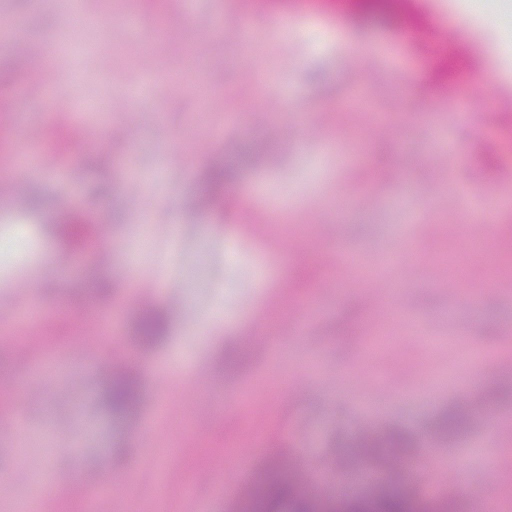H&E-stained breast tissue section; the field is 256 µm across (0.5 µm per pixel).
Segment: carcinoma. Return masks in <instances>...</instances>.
<instances>
[{
  "mask_svg": "<svg viewBox=\"0 0 512 512\" xmlns=\"http://www.w3.org/2000/svg\"><path fill=\"white\" fill-rule=\"evenodd\" d=\"M347 12L358 20L371 16L391 18L394 15L392 0H349ZM474 65V57L465 50L445 56L435 72V82L446 88L449 82ZM70 137L71 130L67 127L62 126L53 131V150L60 155L64 154ZM252 158L251 150L244 149L230 160L212 163L204 168L198 194L213 211L222 214L239 210L238 201L225 196V187ZM102 231V226L97 224L91 214L82 212L62 213L56 226L58 236L73 250L82 249L90 238L100 235ZM316 278V266L307 264L296 272L288 287L313 288ZM114 292L111 279L105 274H96L86 284L81 304L94 308ZM137 333L147 345L163 344L170 333L168 312L153 305L144 306L137 317ZM140 398L141 383L138 373L128 365L117 368L111 374L103 393V403L107 410L115 417L128 416L136 409ZM469 423L468 412L460 406H453L437 415L435 428L444 436L456 437L467 430ZM417 445L418 440L413 433L395 426L380 434L365 437L355 444L348 443L346 447L369 448L373 452L393 448L406 456ZM262 470L264 478L254 495V512H280L284 505L288 506V512H317V496L310 490L300 489L304 478L282 457L267 458ZM328 512H463V508L453 496L437 500L423 499L408 490L383 484L370 498L347 495L329 504Z\"/></svg>",
  "mask_w": 512,
  "mask_h": 512,
  "instance_id": "cac0c4a2",
  "label": "carcinoma"
}]
</instances>
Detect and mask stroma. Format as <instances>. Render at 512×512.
I'll return each mask as SVG.
<instances>
[{
  "mask_svg": "<svg viewBox=\"0 0 512 512\" xmlns=\"http://www.w3.org/2000/svg\"><path fill=\"white\" fill-rule=\"evenodd\" d=\"M495 2L468 0L463 44L482 59L446 94L431 83L435 56L401 22L358 25L320 9L290 29L257 18L262 46L251 53L234 37L249 0H166L160 12L149 0H80L87 26L66 0H0V20L15 21L14 38L29 46L66 30L97 46L80 59L55 50L54 84L42 89L0 45V70L17 75L0 90V136L37 166L20 168L19 192L0 197V236L32 244L0 245V310L31 299L44 313L37 329L0 320L13 376L0 395V512L28 501L42 478L51 512H75L91 487L112 493L90 512H245L275 453L328 499L340 496L338 474L358 469L368 475L358 495L380 478L423 498L460 497L464 512H512V399L483 403L512 380V266L498 251L436 279L467 233L512 225V150L494 120L512 111V84L491 76L512 69L502 51L512 18ZM382 41L397 54L375 55ZM57 125L83 129L64 155L45 141L28 148V129ZM252 141L274 149L227 186L268 224L247 234L233 216L201 209L196 185L206 161ZM33 190L45 200L35 216ZM63 202L93 208L110 244L65 253L45 230ZM133 254L141 285L162 284L156 299L171 313L159 347L135 336ZM310 261L323 287L289 298V280ZM93 268L117 291L89 343L71 319ZM24 280L28 298L14 289ZM346 323L352 334L341 333ZM232 349L240 364L229 373L219 353ZM113 359L141 368L134 416L101 403V364ZM459 402L471 408L469 429L437 436V414ZM391 425L422 441L400 465L351 448ZM145 453L160 476L134 470ZM227 453L245 458L230 483L214 467ZM453 466L486 498L435 482Z\"/></svg>",
  "mask_w": 512,
  "mask_h": 512,
  "instance_id": "35a3bbf8",
  "label": "stroma"
}]
</instances>
